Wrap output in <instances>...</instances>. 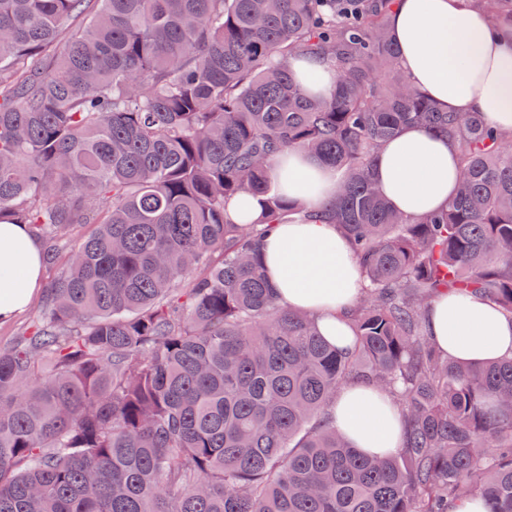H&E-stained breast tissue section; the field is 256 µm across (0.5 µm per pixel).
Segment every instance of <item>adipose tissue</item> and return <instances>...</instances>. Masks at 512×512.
<instances>
[{
	"label": "adipose tissue",
	"instance_id": "obj_1",
	"mask_svg": "<svg viewBox=\"0 0 512 512\" xmlns=\"http://www.w3.org/2000/svg\"><path fill=\"white\" fill-rule=\"evenodd\" d=\"M388 23L413 87L447 111L479 112L501 132H512V26L495 22L471 0H398ZM459 166L457 139L410 126L384 146L371 172L391 207L416 218L447 206ZM273 168L288 196L312 210L327 206L339 188L335 169L302 151L279 155ZM262 255L281 303L313 314L329 343L350 347L346 316L360 288L349 239L332 224H280L263 239ZM43 264L26 225L0 224V322L30 303ZM427 319L434 342L458 361L512 356V318L484 297L440 295ZM330 418L363 454L386 456L402 446L405 424L380 390L345 386Z\"/></svg>",
	"mask_w": 512,
	"mask_h": 512
}]
</instances>
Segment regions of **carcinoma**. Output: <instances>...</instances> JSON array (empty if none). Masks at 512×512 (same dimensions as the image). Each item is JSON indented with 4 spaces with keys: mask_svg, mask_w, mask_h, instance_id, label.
Returning <instances> with one entry per match:
<instances>
[{
    "mask_svg": "<svg viewBox=\"0 0 512 512\" xmlns=\"http://www.w3.org/2000/svg\"><path fill=\"white\" fill-rule=\"evenodd\" d=\"M477 2L512 24V0ZM395 3L0 0V224L50 265L72 251L0 349V512H512V357L461 363L425 325L442 293L512 317V136L411 86ZM300 54L337 64L332 97L305 92ZM411 125L461 155L448 207L417 219L369 173ZM289 149L341 172L329 208L274 180ZM245 192L261 216L235 224ZM291 222L353 244L345 350L262 272ZM355 380L397 404L399 452L363 455L330 421Z\"/></svg>",
    "mask_w": 512,
    "mask_h": 512,
    "instance_id": "carcinoma-1",
    "label": "carcinoma"
}]
</instances>
